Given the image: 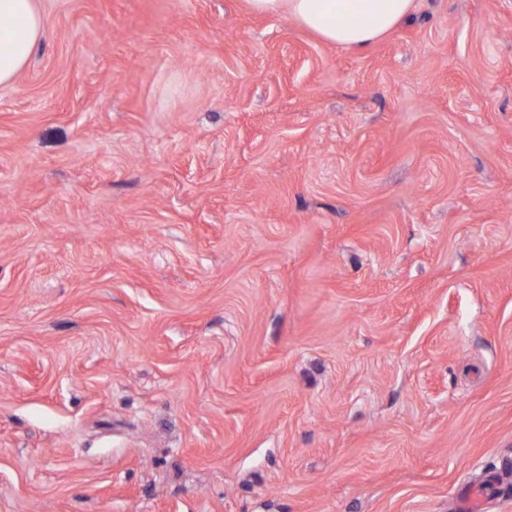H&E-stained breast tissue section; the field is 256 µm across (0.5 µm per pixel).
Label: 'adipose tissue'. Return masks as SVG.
Wrapping results in <instances>:
<instances>
[{
	"label": "adipose tissue",
	"mask_w": 512,
	"mask_h": 512,
	"mask_svg": "<svg viewBox=\"0 0 512 512\" xmlns=\"http://www.w3.org/2000/svg\"><path fill=\"white\" fill-rule=\"evenodd\" d=\"M251 11L292 19L323 41L363 49L408 20L414 0H246ZM35 0H0V86L13 83L43 36Z\"/></svg>",
	"instance_id": "adipose-tissue-1"
}]
</instances>
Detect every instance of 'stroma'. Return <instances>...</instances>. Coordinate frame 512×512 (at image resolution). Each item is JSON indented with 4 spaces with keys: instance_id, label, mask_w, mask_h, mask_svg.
Here are the masks:
<instances>
[{
    "instance_id": "obj_1",
    "label": "stroma",
    "mask_w": 512,
    "mask_h": 512,
    "mask_svg": "<svg viewBox=\"0 0 512 512\" xmlns=\"http://www.w3.org/2000/svg\"><path fill=\"white\" fill-rule=\"evenodd\" d=\"M36 4L0 512H512V0L363 51L246 0Z\"/></svg>"
}]
</instances>
